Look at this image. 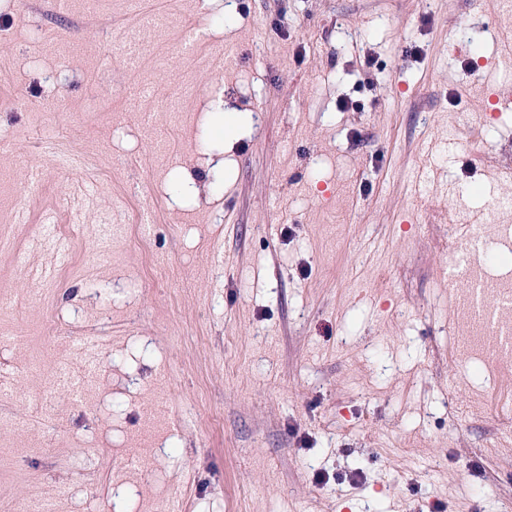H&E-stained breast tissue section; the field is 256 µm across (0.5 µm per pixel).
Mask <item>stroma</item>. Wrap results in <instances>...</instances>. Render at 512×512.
I'll return each mask as SVG.
<instances>
[{
    "label": "stroma",
    "mask_w": 512,
    "mask_h": 512,
    "mask_svg": "<svg viewBox=\"0 0 512 512\" xmlns=\"http://www.w3.org/2000/svg\"><path fill=\"white\" fill-rule=\"evenodd\" d=\"M508 33L502 0H0V512H512V358L452 351L445 217L512 236Z\"/></svg>",
    "instance_id": "obj_1"
}]
</instances>
